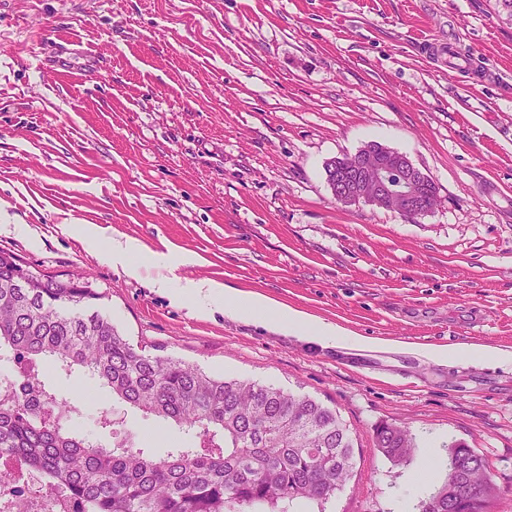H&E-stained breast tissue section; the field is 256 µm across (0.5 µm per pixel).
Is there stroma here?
Returning a JSON list of instances; mask_svg holds the SVG:
<instances>
[{"label": "stroma", "mask_w": 512, "mask_h": 512, "mask_svg": "<svg viewBox=\"0 0 512 512\" xmlns=\"http://www.w3.org/2000/svg\"><path fill=\"white\" fill-rule=\"evenodd\" d=\"M372 141L432 178L434 209L411 220L336 203L327 163ZM66 224L192 253L178 277L379 346L197 317ZM0 248L89 280L151 354L335 408L355 469L325 512H419L458 442L488 465L487 512H512V368L414 353L512 351V16L494 0H0ZM47 379L91 391L84 429L112 404L82 371ZM124 418L153 452L183 438ZM397 420L415 443L401 463L373 442ZM420 357L440 364L453 362H483L498 366H512V352L458 345L453 349L446 347L423 346L414 349Z\"/></svg>", "instance_id": "35a3bbf8"}]
</instances>
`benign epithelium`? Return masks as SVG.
Listing matches in <instances>:
<instances>
[{"label": "benign epithelium", "mask_w": 512, "mask_h": 512, "mask_svg": "<svg viewBox=\"0 0 512 512\" xmlns=\"http://www.w3.org/2000/svg\"><path fill=\"white\" fill-rule=\"evenodd\" d=\"M347 160L348 175L327 177L336 202L344 206L365 203L389 207L411 217L429 211L424 199L429 177L406 155L372 142Z\"/></svg>", "instance_id": "7a95c632"}]
</instances>
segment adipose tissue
<instances>
[{
  "instance_id": "ef3b65f1",
  "label": "adipose tissue",
  "mask_w": 512,
  "mask_h": 512,
  "mask_svg": "<svg viewBox=\"0 0 512 512\" xmlns=\"http://www.w3.org/2000/svg\"><path fill=\"white\" fill-rule=\"evenodd\" d=\"M67 233L79 236L85 245L101 253L113 263L121 264L134 277H142L145 269H163V276L152 279L151 285L166 291L172 302L188 306L200 316L213 311H223L225 316L261 323L268 330L291 336H302L324 347L347 351L371 349V340L346 330L335 323L317 319L285 307L262 294H241L225 288L217 281L191 278L170 279L169 271L195 264V257L187 252L159 253L144 251L141 243L133 238L106 239L94 224H71ZM417 355L440 364L453 362H483L499 366H512V352L460 345L452 349L423 346Z\"/></svg>"
}]
</instances>
